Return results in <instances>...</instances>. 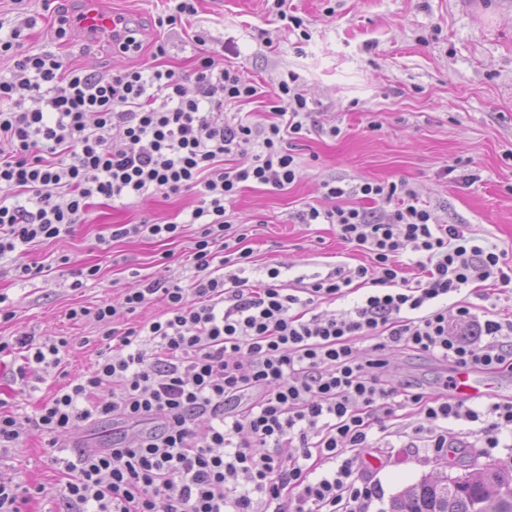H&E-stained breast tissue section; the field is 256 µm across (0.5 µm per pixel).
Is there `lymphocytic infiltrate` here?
Returning <instances> with one entry per match:
<instances>
[{"mask_svg": "<svg viewBox=\"0 0 512 512\" xmlns=\"http://www.w3.org/2000/svg\"><path fill=\"white\" fill-rule=\"evenodd\" d=\"M33 24L24 18L0 37V56L12 61L0 81V258L70 233L98 198L193 187L202 195L188 218L198 227L188 285L154 281L69 313L94 317L106 344L92 371L57 389L33 424L50 448L79 423L119 427L111 447L53 456L69 512H367L372 491L355 476L362 452L372 429L386 430L405 404L419 417L409 442L439 453L458 447L451 425L460 420L478 424L488 448L512 437V397L466 403L447 388L400 387L381 374L388 356L405 351L453 370L512 371V321L447 305L469 284L512 282L493 248L438 222L407 182H329L334 206L298 219L335 225L370 265L337 267L299 290L279 284L272 268L262 286L250 285L234 271L251 252L230 236L227 206L241 183L282 189L296 180L288 145L310 130L307 97L284 80L262 92L210 54L197 60L191 93L182 74L153 65L111 75L71 68L55 53L25 50ZM264 94L272 103L264 127L213 118ZM237 154L249 164L225 166ZM353 194L391 211L343 206ZM407 251L420 272L413 282L399 261ZM354 284L364 294L352 310L315 315ZM156 301L161 316L121 324ZM365 338L371 346L359 348ZM69 348L64 336L0 342V354L22 352L15 379L24 386L33 367L60 371ZM285 448L299 457H283Z\"/></svg>", "mask_w": 512, "mask_h": 512, "instance_id": "1", "label": "lymphocytic infiltrate"}]
</instances>
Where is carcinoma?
<instances>
[{
  "mask_svg": "<svg viewBox=\"0 0 512 512\" xmlns=\"http://www.w3.org/2000/svg\"><path fill=\"white\" fill-rule=\"evenodd\" d=\"M389 512H512V473L492 466L462 478H424L395 496Z\"/></svg>",
  "mask_w": 512,
  "mask_h": 512,
  "instance_id": "1",
  "label": "carcinoma"
}]
</instances>
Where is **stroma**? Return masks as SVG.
I'll use <instances>...</instances> for the list:
<instances>
[{
	"instance_id": "stroma-1",
	"label": "stroma",
	"mask_w": 512,
	"mask_h": 512,
	"mask_svg": "<svg viewBox=\"0 0 512 512\" xmlns=\"http://www.w3.org/2000/svg\"><path fill=\"white\" fill-rule=\"evenodd\" d=\"M107 9L127 15L143 40L136 56L116 55L106 37L55 35L59 15L74 16L80 0H24L36 25L28 51H51L72 68L109 75L150 63L156 43L166 48L164 65L191 75L197 57L213 53L218 65L232 64L263 90L295 75L312 100L317 122L293 142L299 169L285 189L247 184L226 216L243 227L252 262L250 282L280 272L286 287L311 281L339 266L369 263L368 254L342 241L332 224H301L299 210L329 207L323 185L339 181L391 183L406 180L421 202L445 224H457L495 249L512 266V0H288L310 33L302 40L267 9L265 0H198L197 12L178 30L155 25L165 0H106ZM13 0H0V20L13 18ZM197 189L156 194L121 205L92 204L69 234L40 241L21 259L43 266L34 280L14 277L11 258L0 259V294L14 313L0 320V340L25 333L68 336L74 348L65 376L88 371L103 327L93 317L73 320L70 309L116 300L136 279L189 282L186 261L197 227L185 224L175 239H112L117 224L144 219L183 222L198 203ZM96 267V279L73 289L80 270ZM21 356L0 360V397L12 400L22 418L16 447L0 450V479L41 483L55 491L59 474L29 419L64 376L32 388L12 381ZM386 373L434 386L447 369L426 356L398 353ZM365 453L360 476L375 485L369 512H388L393 496L422 478L457 475L487 464L512 471V447H484L477 437L452 453L404 448L399 439Z\"/></svg>"
}]
</instances>
